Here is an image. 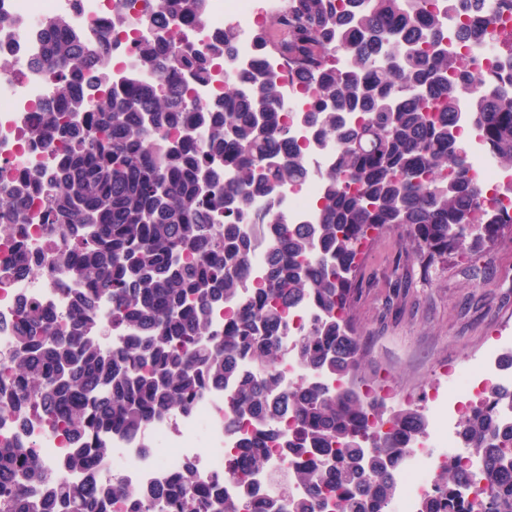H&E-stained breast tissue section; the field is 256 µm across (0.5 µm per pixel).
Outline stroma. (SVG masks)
<instances>
[{"label":"stroma","mask_w":512,"mask_h":512,"mask_svg":"<svg viewBox=\"0 0 512 512\" xmlns=\"http://www.w3.org/2000/svg\"><path fill=\"white\" fill-rule=\"evenodd\" d=\"M353 318L364 346L356 379L391 387L392 409L426 410L442 361L512 349V241L463 261L422 262L407 231L377 234L362 257Z\"/></svg>","instance_id":"obj_1"}]
</instances>
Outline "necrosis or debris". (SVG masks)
Instances as JSON below:
<instances>
[{"mask_svg": "<svg viewBox=\"0 0 512 512\" xmlns=\"http://www.w3.org/2000/svg\"><path fill=\"white\" fill-rule=\"evenodd\" d=\"M283 6V0H209L200 20L187 23L177 19L170 24V32L182 43L205 52L218 43L226 27L236 31L232 65L214 59L209 81L192 85V96L198 104L205 106L222 96L225 82L259 64L276 75L281 98L291 110L309 108L311 99L302 95L285 59L257 55L256 25L264 17L279 14ZM139 9L135 0H0V12L15 21L14 27L0 30V184L33 170L51 169L58 160L57 153L43 149L31 138V129L41 118L39 109L55 87L54 73L31 65L32 58L44 49L35 34L41 20L64 17L71 28L84 32L92 43L101 34H109L110 69L118 82L135 61L141 42L151 36L149 30L136 24ZM117 16L126 17V26L113 28L112 20ZM290 135L303 150L309 175L302 183L284 185L276 205L287 214L289 223L312 224L323 196L322 174L331 166L336 146L330 141H315L311 130L298 122L291 125ZM471 163L476 179L497 191L501 204L512 212V177L499 169L476 138L471 141ZM28 205L34 216L32 223L14 225L9 235L0 236V354L4 356L15 348L21 300L41 303L61 325L67 324L75 312L74 284L62 269L47 263L50 253L63 250L65 240L47 233L38 217L39 197H31ZM317 316L318 310L310 302L289 314L288 334L282 339L275 365L283 384L306 377L292 348ZM439 371L447 377L448 387L443 390L434 386L426 392L432 410L428 428L407 449L398 471L402 492L387 501L385 512H415V501L432 494L435 475L443 463L449 456L462 455L451 430L453 415L479 403L487 384L512 389V369L502 365L494 350L471 364H442ZM223 407V390L209 389L173 419L153 427L147 437H114L99 480L146 489L167 480L190 462L201 477H219L224 493H236L241 479L229 470L228 456L251 433L252 426L245 422L226 428ZM7 438L33 447L53 467L58 466L65 448L62 437L34 417L22 424L13 418H0V441ZM294 467L282 449H272L267 467L251 478L257 497L299 494L300 488L292 480Z\"/></svg>", "mask_w": 512, "mask_h": 512, "instance_id": "obj_1", "label": "necrosis or debris"}]
</instances>
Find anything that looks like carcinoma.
I'll return each mask as SVG.
<instances>
[{
    "label": "carcinoma",
    "mask_w": 512,
    "mask_h": 512,
    "mask_svg": "<svg viewBox=\"0 0 512 512\" xmlns=\"http://www.w3.org/2000/svg\"><path fill=\"white\" fill-rule=\"evenodd\" d=\"M206 5L143 0L136 24L158 37L119 83L105 67L81 65L88 53L109 57V35L88 45L62 17L42 24L37 65L55 71L57 83L31 134L42 148L62 143L65 151L54 168L0 186V232L29 223L26 200L42 194V222L60 225L74 244L57 263L81 289L74 318L53 332L50 310L22 304L16 348L3 359L13 382L0 415L39 406L70 444L60 469L82 481H62L37 451L5 441L0 512H109L115 495L129 512H242L243 497L214 491L191 463L146 494L97 480L113 434L139 436L212 386L228 390L224 411L254 425L232 471L262 470L265 449L277 443L301 459L292 478L306 494L258 500L254 512H384L426 418L412 407L389 413L382 397L347 384L332 390L303 379L281 388L273 367L288 309L316 301L323 316L294 354L345 382L363 356L350 307L358 245L370 233L401 226L433 263L463 259L512 231V216L473 177L457 126L467 97L486 150L512 172V82L477 78L457 51L498 43L512 58V31L487 0H287L272 18L286 37L263 26L254 33L263 52L294 62L298 81L315 91L299 121L336 143L317 221L297 228L272 210L282 185L307 176L276 77L243 72L208 108L183 81L208 80L212 55L166 36L168 25L201 18ZM463 12L484 19L448 31L446 19ZM256 212L268 270L245 292L255 238L241 225ZM106 296L112 324L128 335L110 349L98 318ZM227 304L224 331H215L211 316ZM503 402L512 404V392L491 385L459 421L460 445L490 488L480 512H512V425L496 412ZM471 483L469 468L448 459L419 512H464Z\"/></svg>",
    "instance_id": "obj_1"
}]
</instances>
